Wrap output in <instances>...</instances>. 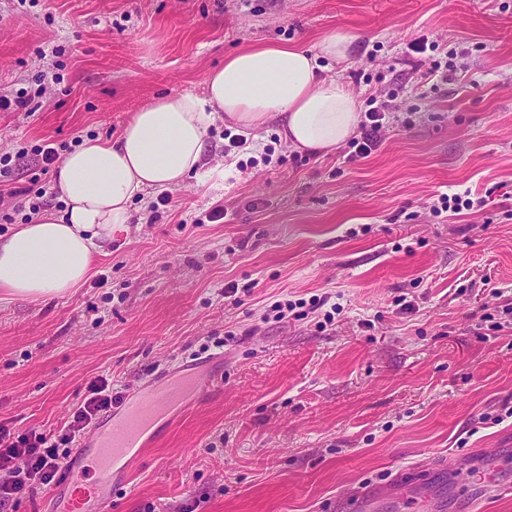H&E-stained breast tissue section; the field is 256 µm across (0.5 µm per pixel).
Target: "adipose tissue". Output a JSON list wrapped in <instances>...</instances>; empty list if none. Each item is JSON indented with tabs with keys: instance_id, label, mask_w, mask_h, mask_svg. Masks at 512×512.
Segmentation results:
<instances>
[{
	"instance_id": "1",
	"label": "adipose tissue",
	"mask_w": 512,
	"mask_h": 512,
	"mask_svg": "<svg viewBox=\"0 0 512 512\" xmlns=\"http://www.w3.org/2000/svg\"><path fill=\"white\" fill-rule=\"evenodd\" d=\"M354 39L332 33L315 51L259 45L228 55L206 77V94L174 92L134 113L112 141H84L63 159L56 183L65 207L42 211L0 236V288L39 300L80 287L94 259L130 220L135 200L182 186L207 164L216 117L248 134L275 122L290 149L324 152L355 135L360 106L323 60L348 58Z\"/></svg>"
}]
</instances>
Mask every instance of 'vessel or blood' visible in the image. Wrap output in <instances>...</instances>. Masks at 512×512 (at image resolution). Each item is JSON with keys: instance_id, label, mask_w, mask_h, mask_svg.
<instances>
[{"instance_id": "vessel-or-blood-1", "label": "vessel or blood", "mask_w": 512, "mask_h": 512, "mask_svg": "<svg viewBox=\"0 0 512 512\" xmlns=\"http://www.w3.org/2000/svg\"><path fill=\"white\" fill-rule=\"evenodd\" d=\"M178 382L161 380L148 391L127 397L109 422H100L84 438L71 458L68 481H75L83 470L95 476L98 495L94 512H112V486L127 481L133 460L153 443L155 424L182 396L183 386L201 389L213 380L204 364H185L179 370Z\"/></svg>"}]
</instances>
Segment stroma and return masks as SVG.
I'll return each mask as SVG.
<instances>
[{
	"instance_id": "obj_1",
	"label": "stroma",
	"mask_w": 512,
	"mask_h": 512,
	"mask_svg": "<svg viewBox=\"0 0 512 512\" xmlns=\"http://www.w3.org/2000/svg\"><path fill=\"white\" fill-rule=\"evenodd\" d=\"M333 32L356 38L329 72L360 105L398 86L414 107L367 158L294 163L273 123L228 157L216 118L223 188L192 177L158 212L133 203L71 293L0 292V423L16 431L60 426L99 375L127 396L219 364L114 485L112 512H358L355 491L401 472L426 476L430 505L393 492L374 512H512V0H0V91L28 101L0 112V233L25 221L9 193L32 186L38 146L116 137L160 95L203 94L236 51ZM421 37L436 50L410 53ZM458 46L463 70L418 98ZM464 192L485 206L431 212ZM286 300L303 318H275ZM179 379L182 383L201 389L209 386L213 381V373L206 364H185L179 367Z\"/></svg>"
}]
</instances>
